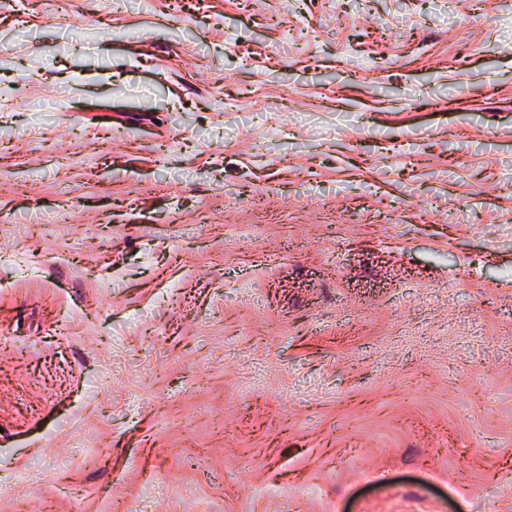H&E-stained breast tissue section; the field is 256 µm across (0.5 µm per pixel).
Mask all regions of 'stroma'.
<instances>
[{"mask_svg": "<svg viewBox=\"0 0 512 512\" xmlns=\"http://www.w3.org/2000/svg\"><path fill=\"white\" fill-rule=\"evenodd\" d=\"M112 2L0 0V512H512V0Z\"/></svg>", "mask_w": 512, "mask_h": 512, "instance_id": "1", "label": "stroma"}]
</instances>
